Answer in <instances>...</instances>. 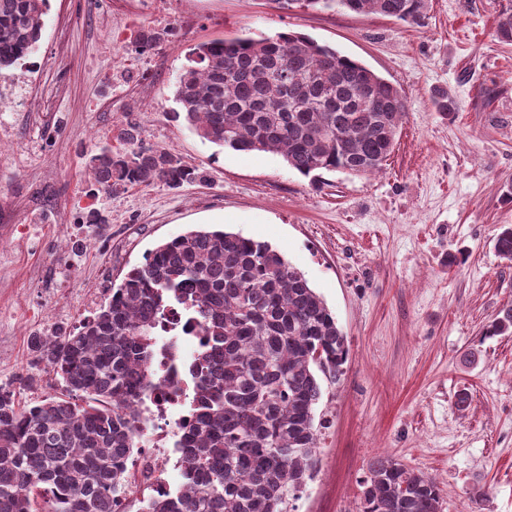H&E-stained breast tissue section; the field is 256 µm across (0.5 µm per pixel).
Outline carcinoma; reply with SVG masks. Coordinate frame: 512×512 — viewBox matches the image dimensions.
<instances>
[{
	"label": "carcinoma",
	"mask_w": 512,
	"mask_h": 512,
	"mask_svg": "<svg viewBox=\"0 0 512 512\" xmlns=\"http://www.w3.org/2000/svg\"><path fill=\"white\" fill-rule=\"evenodd\" d=\"M341 7L423 25L426 0H277ZM48 0H0V76L41 39ZM169 35L142 26L135 48ZM512 43V11L497 20ZM175 85L188 128L236 151L281 155L304 176L371 175L384 167L403 124L401 94L360 61L295 33L214 39L190 48ZM127 149L102 148L86 163L98 192L176 189L205 180L172 150L147 144L139 126ZM512 264V225L495 239ZM181 306L202 320L192 360L199 392L177 448L183 489L145 512H292L290 499L316 468V409L343 373L346 337L323 298L277 249L198 225L164 241L131 269L80 325L32 332L33 363L52 370L59 396L30 404L0 384V512H116L130 493L123 460L139 447L132 406L155 386L158 327ZM512 335V305L486 326ZM360 512H442L437 480L387 454L371 458Z\"/></svg>",
	"instance_id": "cac0c4a2"
}]
</instances>
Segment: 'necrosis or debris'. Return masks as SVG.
<instances>
[{"label":"necrosis or debris","instance_id":"obj_1","mask_svg":"<svg viewBox=\"0 0 512 512\" xmlns=\"http://www.w3.org/2000/svg\"><path fill=\"white\" fill-rule=\"evenodd\" d=\"M201 342L202 330L191 316L180 309L168 312L152 366L157 387L134 407V425L146 447L125 464L135 481L131 500L169 491L177 478L174 444L192 417L195 383L189 365Z\"/></svg>","mask_w":512,"mask_h":512}]
</instances>
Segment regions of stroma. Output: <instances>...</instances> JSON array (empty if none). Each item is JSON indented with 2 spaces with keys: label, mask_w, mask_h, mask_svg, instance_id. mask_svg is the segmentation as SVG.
Wrapping results in <instances>:
<instances>
[{
  "label": "stroma",
  "mask_w": 512,
  "mask_h": 512,
  "mask_svg": "<svg viewBox=\"0 0 512 512\" xmlns=\"http://www.w3.org/2000/svg\"><path fill=\"white\" fill-rule=\"evenodd\" d=\"M512 0H427L424 25L374 14L280 8L277 0H49L37 51L0 79V384L30 403L61 389L34 365L30 333L70 325L160 242L204 224L277 248L325 300L348 360L317 416L318 465L294 512H359L370 459L385 453L434 476L444 512H512V336L486 325L512 304V265L494 240L512 224V44L496 36ZM148 25L167 41L136 52ZM299 33L363 62L404 97L383 169L328 173L321 186L268 152L200 139L171 112L194 45ZM447 92L456 111H437ZM207 179L176 190L99 196L109 234L61 279L62 245L81 240L86 160L124 150L126 122ZM456 264H449V256ZM33 386H21L26 377ZM468 393L470 406L455 398Z\"/></svg>",
  "instance_id": "35a3bbf8"
}]
</instances>
